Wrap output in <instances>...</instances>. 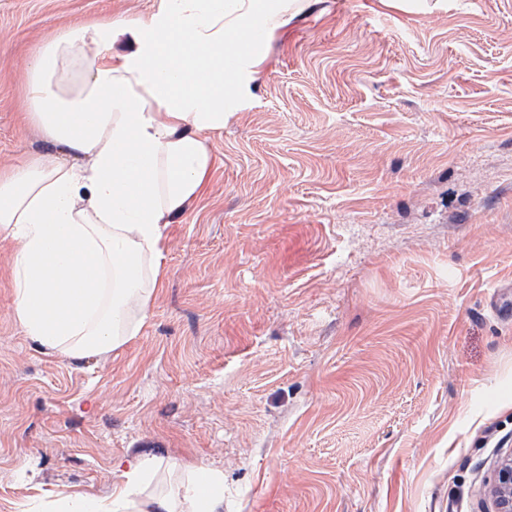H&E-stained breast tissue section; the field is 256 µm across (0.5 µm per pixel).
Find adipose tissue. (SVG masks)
I'll list each match as a JSON object with an SVG mask.
<instances>
[{"mask_svg": "<svg viewBox=\"0 0 512 512\" xmlns=\"http://www.w3.org/2000/svg\"><path fill=\"white\" fill-rule=\"evenodd\" d=\"M298 0H160L144 19H94L32 53L23 119L51 151L0 171V234L16 245L14 319L43 353L102 358L139 336L164 275L165 231L211 168L238 69L226 47L272 38ZM123 51H116V44ZM116 463L109 495L60 494L38 512H224V476Z\"/></svg>", "mask_w": 512, "mask_h": 512, "instance_id": "adipose-tissue-1", "label": "adipose tissue"}]
</instances>
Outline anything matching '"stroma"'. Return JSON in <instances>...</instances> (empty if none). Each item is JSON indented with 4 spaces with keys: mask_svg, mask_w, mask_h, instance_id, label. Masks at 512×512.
Here are the masks:
<instances>
[{
    "mask_svg": "<svg viewBox=\"0 0 512 512\" xmlns=\"http://www.w3.org/2000/svg\"><path fill=\"white\" fill-rule=\"evenodd\" d=\"M159 0H0V168L45 150L31 51ZM242 69L166 230L147 325L103 359L16 324L0 239V512L105 496L139 456L224 512H493L512 449V0H308Z\"/></svg>",
    "mask_w": 512,
    "mask_h": 512,
    "instance_id": "obj_1",
    "label": "stroma"
}]
</instances>
